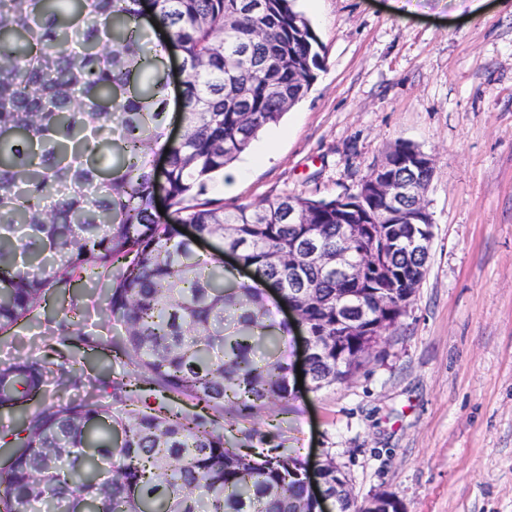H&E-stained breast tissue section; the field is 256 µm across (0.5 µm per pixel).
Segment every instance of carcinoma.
<instances>
[{"label":"carcinoma","instance_id":"1","mask_svg":"<svg viewBox=\"0 0 512 512\" xmlns=\"http://www.w3.org/2000/svg\"><path fill=\"white\" fill-rule=\"evenodd\" d=\"M295 0H0V330L11 329L56 288L100 287L127 366L112 401L90 397L23 417L11 466L0 472V512H310L309 488L291 479L296 451L269 446L256 418L278 402L288 412V324L265 307L262 291L236 285L215 257L199 253L179 228L237 252L283 298L305 290L299 308L313 332L312 390L342 384L336 355L360 368L362 332L336 329L326 309L338 288L408 284L422 262L405 245L362 233L344 208L390 219L362 193L313 199L285 192L256 204L209 196L266 128L277 125L314 83L319 42ZM151 9L183 58V130L165 133L169 105L162 61L142 22ZM418 150L389 152L391 175ZM433 169L414 185L424 198ZM162 197L169 218L154 209ZM317 227L336 252L356 241V260L377 252L360 283L333 265L311 267L299 238ZM296 249L293 264L288 250ZM63 330L83 338L84 314L63 309ZM0 408L41 396L42 367L0 371ZM184 398L187 412L155 393ZM133 400L135 407L112 409Z\"/></svg>","mask_w":512,"mask_h":512}]
</instances>
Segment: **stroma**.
<instances>
[{
  "label": "stroma",
  "instance_id": "obj_1",
  "mask_svg": "<svg viewBox=\"0 0 512 512\" xmlns=\"http://www.w3.org/2000/svg\"><path fill=\"white\" fill-rule=\"evenodd\" d=\"M322 44L305 98L262 131L209 194L228 204L288 192L330 200L397 143L429 154L433 219L426 274L386 356L349 383L293 386L291 410L257 425L333 458L357 499L405 512H512V0H297ZM87 320L63 335L60 303ZM79 289L61 288L28 323L0 331V370L44 363L38 405L110 396L125 366ZM82 375L60 381L62 356ZM401 502L387 492L375 494L367 498L358 507V512H401Z\"/></svg>",
  "mask_w": 512,
  "mask_h": 512
}]
</instances>
